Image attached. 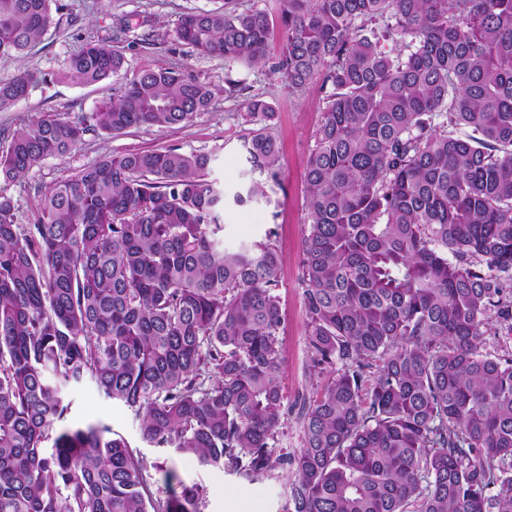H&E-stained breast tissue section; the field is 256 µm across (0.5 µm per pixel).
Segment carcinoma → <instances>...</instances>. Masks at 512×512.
Segmentation results:
<instances>
[{
  "instance_id": "obj_1",
  "label": "carcinoma",
  "mask_w": 512,
  "mask_h": 512,
  "mask_svg": "<svg viewBox=\"0 0 512 512\" xmlns=\"http://www.w3.org/2000/svg\"><path fill=\"white\" fill-rule=\"evenodd\" d=\"M54 2L0 0V55L27 52L64 9ZM275 11L277 34L235 0L192 9L174 41L331 88L304 173L300 276L323 381L292 402L278 383L275 232L224 247L210 154L104 156L44 193L27 225L0 194V512H201L203 490L173 471L153 497L147 462L110 426L57 428L65 388L87 379L155 447L277 473L285 512H512V355L480 346L493 328L512 335V0ZM129 31L121 19L50 75L0 79V111L40 83L122 80L93 112H38L13 130L0 181L87 134L167 131L209 109L210 86L180 70L129 73L117 48ZM244 108L247 161L265 182L238 204L280 183L273 108ZM291 414L297 452L279 447Z\"/></svg>"
}]
</instances>
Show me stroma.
Masks as SVG:
<instances>
[{
  "label": "stroma",
  "mask_w": 512,
  "mask_h": 512,
  "mask_svg": "<svg viewBox=\"0 0 512 512\" xmlns=\"http://www.w3.org/2000/svg\"><path fill=\"white\" fill-rule=\"evenodd\" d=\"M64 9L60 22L51 26L23 56H0V78L21 67L42 73L58 71L65 60L87 40L109 37L115 16H126L133 35H141L142 18H149L154 42L150 45L123 42L130 71L173 67L211 85L214 93L208 111L198 114L183 128L157 131L142 127L112 137L86 135L71 154L49 158L17 182L0 181V194L11 196L21 223L32 221L35 207L45 191L63 176L75 173L101 157L128 150H150L176 146L184 151L201 150L211 154L209 177L224 188L226 202L222 222L224 245L234 249L240 244L272 236L281 256L276 293L280 300L282 324L279 341L283 362L279 384L288 396L311 391L319 375L307 356V317L303 290L299 283L303 242L309 228L305 207L304 172L307 158L315 146V136L327 103V91L321 81L303 89H294L267 67L244 66L225 62L217 56L201 57L173 47L174 29L181 13L189 9H211L222 0H60ZM243 81L248 94L271 104L275 116L266 128L280 148L281 184L243 205L233 197L246 193L257 181L244 148L250 130L243 114V98L224 90L225 77ZM118 85L105 80L86 87L51 82L38 85L28 100L0 112V149L7 146L6 135L23 120L39 112H66L77 115L94 111L103 100L115 95ZM71 402L68 422H102L128 441L135 456L150 463L149 489L152 495H164L165 469H174L188 484L203 489L201 512H283L287 491L282 478L274 474L245 477L201 465L197 459L157 448L146 442L140 420L120 402L101 394L93 382L69 388Z\"/></svg>",
  "instance_id": "obj_1"
}]
</instances>
